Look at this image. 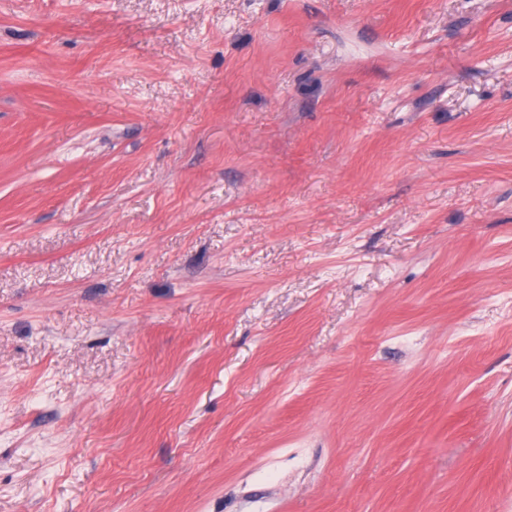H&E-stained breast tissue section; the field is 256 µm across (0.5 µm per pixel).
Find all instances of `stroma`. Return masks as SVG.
Wrapping results in <instances>:
<instances>
[{
	"label": "stroma",
	"mask_w": 512,
	"mask_h": 512,
	"mask_svg": "<svg viewBox=\"0 0 512 512\" xmlns=\"http://www.w3.org/2000/svg\"><path fill=\"white\" fill-rule=\"evenodd\" d=\"M0 512H512V0H0Z\"/></svg>",
	"instance_id": "stroma-1"
}]
</instances>
